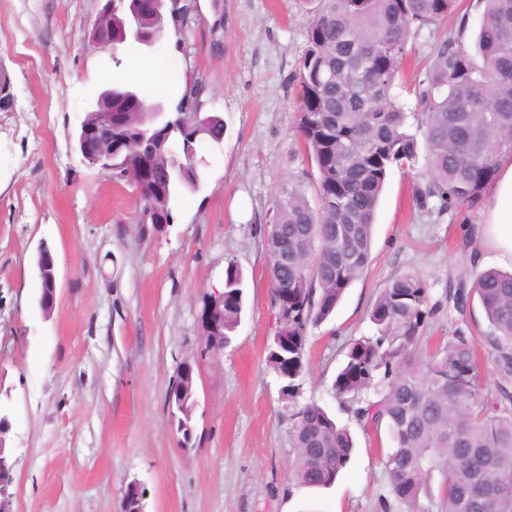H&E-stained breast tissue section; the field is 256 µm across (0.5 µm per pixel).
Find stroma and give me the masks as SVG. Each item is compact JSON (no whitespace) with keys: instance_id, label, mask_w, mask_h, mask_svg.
Segmentation results:
<instances>
[{"instance_id":"stroma-1","label":"stroma","mask_w":512,"mask_h":512,"mask_svg":"<svg viewBox=\"0 0 512 512\" xmlns=\"http://www.w3.org/2000/svg\"><path fill=\"white\" fill-rule=\"evenodd\" d=\"M197 0L183 47L149 53L175 86L203 81L202 113L224 119L221 143L200 142L201 187L186 192L165 231L135 224L136 194L89 165L74 144L87 105L131 57L95 49L86 23L103 0H0V437L14 461L11 512H119L137 484L143 512H402L383 508L387 439L363 429L331 391L343 349L369 336L368 310L393 276L410 273L443 299L469 263V220L421 214L414 174L393 170L371 262L329 320L309 332L300 395L288 398L267 361L277 311L265 274L266 224L282 186L306 162L289 80L304 48L295 0ZM421 33L396 89L405 112L432 61ZM50 247L56 303L36 304V250ZM239 266L246 310L233 342L206 348L204 304ZM192 366V445L182 448L168 394ZM310 402L350 428L352 463L330 489L296 487L289 416Z\"/></svg>"}]
</instances>
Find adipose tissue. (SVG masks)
Segmentation results:
<instances>
[{
  "instance_id": "obj_1",
  "label": "adipose tissue",
  "mask_w": 512,
  "mask_h": 512,
  "mask_svg": "<svg viewBox=\"0 0 512 512\" xmlns=\"http://www.w3.org/2000/svg\"><path fill=\"white\" fill-rule=\"evenodd\" d=\"M481 233L489 245L512 257V155L498 161V178L488 194Z\"/></svg>"
}]
</instances>
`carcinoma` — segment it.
<instances>
[{
    "label": "carcinoma",
    "mask_w": 512,
    "mask_h": 512,
    "mask_svg": "<svg viewBox=\"0 0 512 512\" xmlns=\"http://www.w3.org/2000/svg\"><path fill=\"white\" fill-rule=\"evenodd\" d=\"M474 39L468 20L440 36L418 80L419 133L394 89L410 37L438 31L458 0H297L307 23L292 79L299 88L296 136L308 168L275 198L263 233L266 274L278 312L267 361L299 396L309 329L326 321L367 269L376 212L390 172L418 169V211L441 216L475 209L512 154V0H479ZM177 33L196 19L195 0L175 12ZM123 4L112 10V49H139L126 37ZM206 86L193 82L176 113L156 117L146 86L112 87V178L137 191V224H169L183 192L197 191L198 138L219 143L224 123L197 116ZM309 183L315 203L300 182ZM461 314L480 305V336L498 379L495 399L478 386L474 338L458 330L429 361L414 354L442 303ZM245 284L235 261L224 273V323L232 342L242 320ZM372 336L351 340L332 390L363 428L386 429L389 494L406 512H512V272L463 270L444 301L411 274L388 280L372 304ZM193 386L180 372L168 396L177 423L191 424ZM290 478L327 489L354 450L347 426L307 403L290 415Z\"/></svg>",
    "instance_id": "1"
}]
</instances>
